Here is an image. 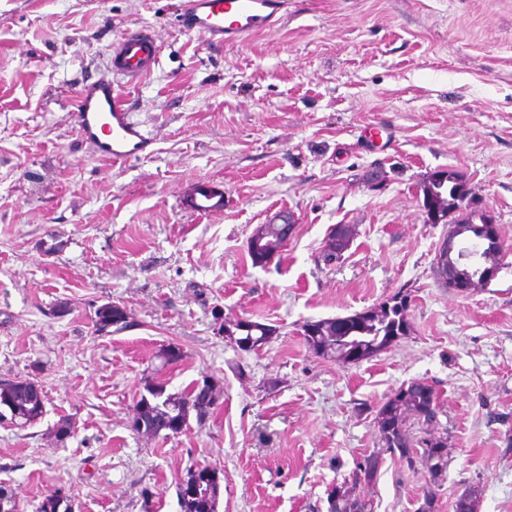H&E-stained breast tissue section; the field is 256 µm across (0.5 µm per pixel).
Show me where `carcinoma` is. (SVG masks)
Instances as JSON below:
<instances>
[{"label": "carcinoma", "instance_id": "carcinoma-1", "mask_svg": "<svg viewBox=\"0 0 512 512\" xmlns=\"http://www.w3.org/2000/svg\"><path fill=\"white\" fill-rule=\"evenodd\" d=\"M425 215L448 225V236L438 250L448 251V239L474 234L473 226L482 221L477 211L459 210L462 201L471 196L464 176L454 170L435 171L419 186ZM351 241V229L338 224L330 232L325 253L330 259L341 256ZM252 263L263 266L283 251L280 237L270 224H260L247 241ZM410 293L399 290L377 305L349 316L321 319L301 326L305 343L315 354L342 364L371 359L392 347L410 332L407 319ZM129 325L127 310L107 302L95 311L96 331L109 333V328L123 329ZM224 341L243 351H253L269 343L276 328L226 315L219 327ZM197 383L183 391L167 392L166 385L147 380L136 406L134 430L147 437H157L170 431L176 422L186 427L190 417L203 425L212 413L211 404L199 401L194 395ZM438 407L436 390L429 383L414 380L401 386L375 410L374 423L379 433L380 448L365 456L344 480L327 493L328 512H371V505L359 487L371 483L377 475L384 455H389L416 472L426 469L428 479L417 512H437V488L442 485L448 470V439L437 436L434 421ZM45 396L36 381L29 378L0 379V419L14 425L36 423L44 414ZM422 425L420 435L407 430V422ZM222 495L220 472L209 465H196L187 470L180 483L178 502L180 512H218ZM479 497L468 490L455 502V512H476ZM38 512H71L66 495L57 493L44 498Z\"/></svg>", "mask_w": 512, "mask_h": 512}]
</instances>
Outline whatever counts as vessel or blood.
Here are the masks:
<instances>
[{"instance_id": "1", "label": "vessel or blood", "mask_w": 512, "mask_h": 512, "mask_svg": "<svg viewBox=\"0 0 512 512\" xmlns=\"http://www.w3.org/2000/svg\"><path fill=\"white\" fill-rule=\"evenodd\" d=\"M288 14V0H181L187 31L207 43L234 46L255 34L280 27ZM160 51L149 28L127 30L114 45L113 73L133 81L151 73ZM80 139L91 144L99 157L124 162L143 155L152 140L118 99L115 86L105 78L87 79L74 100ZM182 204L200 214L222 211L224 188L201 180L184 193Z\"/></svg>"}]
</instances>
